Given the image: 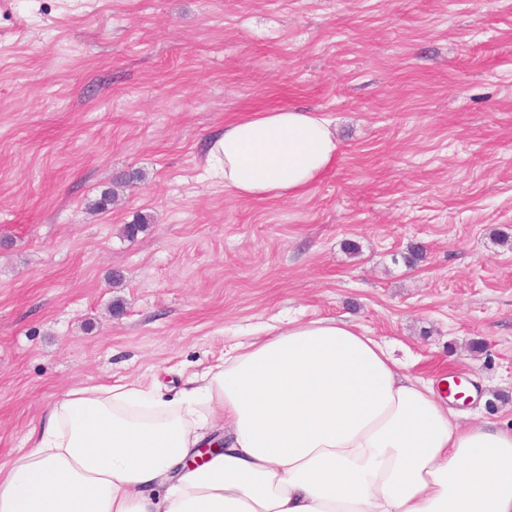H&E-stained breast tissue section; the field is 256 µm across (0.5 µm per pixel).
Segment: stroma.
Wrapping results in <instances>:
<instances>
[{
    "label": "stroma",
    "instance_id": "stroma-1",
    "mask_svg": "<svg viewBox=\"0 0 512 512\" xmlns=\"http://www.w3.org/2000/svg\"><path fill=\"white\" fill-rule=\"evenodd\" d=\"M276 108L328 114L334 166L226 191L210 141ZM502 233L512 0H0V463L73 387L171 397L292 318L463 376L461 422L511 429Z\"/></svg>",
    "mask_w": 512,
    "mask_h": 512
}]
</instances>
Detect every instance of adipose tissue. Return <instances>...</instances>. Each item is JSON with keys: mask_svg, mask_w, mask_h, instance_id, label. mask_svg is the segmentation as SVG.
Wrapping results in <instances>:
<instances>
[{"mask_svg": "<svg viewBox=\"0 0 512 512\" xmlns=\"http://www.w3.org/2000/svg\"><path fill=\"white\" fill-rule=\"evenodd\" d=\"M329 115L225 124L209 155L249 199L308 192L335 163ZM212 428L224 448L189 462ZM0 512H512V431L460 426L433 384L344 319L268 327L177 397L70 389L0 465Z\"/></svg>", "mask_w": 512, "mask_h": 512, "instance_id": "1", "label": "adipose tissue"}]
</instances>
